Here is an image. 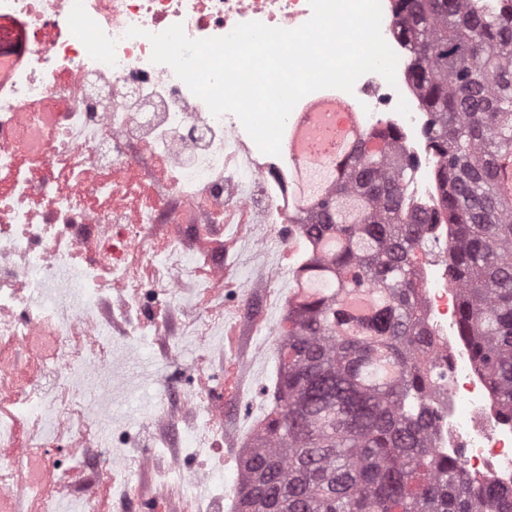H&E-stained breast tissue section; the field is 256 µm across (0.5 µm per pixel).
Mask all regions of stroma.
I'll list each match as a JSON object with an SVG mask.
<instances>
[{
	"mask_svg": "<svg viewBox=\"0 0 512 512\" xmlns=\"http://www.w3.org/2000/svg\"><path fill=\"white\" fill-rule=\"evenodd\" d=\"M206 262L223 260L227 277L222 293H209L211 303L223 304L224 324L206 338V351H197L181 331L201 293L195 274H184L182 293L148 297V304L165 313L177 330L150 345L136 343L122 328L112 332L111 371L76 369L73 380L85 390L92 407L100 408V440L90 447H66L57 440L47 448L43 466L53 478H66L81 492L78 500L57 503V512H121L117 497L101 505L99 492L109 478L96 459L103 449L113 456L136 454L138 469L128 474L131 487L144 492L171 490L168 512H182L186 505L181 482L163 483L160 471L179 460L185 477L202 474L195 484L198 499L223 493L222 512H234L238 491L239 459L258 426L273 405L277 378L275 331L285 324L288 299L298 287L296 270L309 253L307 241L292 245L284 223H277L273 240L257 249L250 225L234 224L231 232L204 234L197 248ZM275 271L272 287L257 289L268 271ZM210 376L209 392L231 387L233 396L224 404V434L201 441L191 434L194 413L179 396L165 395L170 380L183 391L197 390L199 370ZM222 486H214L212 475Z\"/></svg>",
	"mask_w": 512,
	"mask_h": 512,
	"instance_id": "obj_1",
	"label": "stroma"
}]
</instances>
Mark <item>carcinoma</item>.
<instances>
[{
  "label": "carcinoma",
  "instance_id": "obj_1",
  "mask_svg": "<svg viewBox=\"0 0 512 512\" xmlns=\"http://www.w3.org/2000/svg\"><path fill=\"white\" fill-rule=\"evenodd\" d=\"M394 35L431 121L440 197L406 202L410 158L399 134L375 129L347 148L336 188L294 223L311 247L280 331L274 407L242 460L236 512H512V487L478 481L433 448L435 368L414 266L427 225H453L448 283L501 413L512 419V199L494 160L512 151V0H395ZM376 297L367 314L351 301Z\"/></svg>",
  "mask_w": 512,
  "mask_h": 512
}]
</instances>
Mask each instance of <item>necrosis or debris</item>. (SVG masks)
<instances>
[{
	"label": "necrosis or debris",
	"instance_id": "necrosis-or-debris-1",
	"mask_svg": "<svg viewBox=\"0 0 512 512\" xmlns=\"http://www.w3.org/2000/svg\"><path fill=\"white\" fill-rule=\"evenodd\" d=\"M381 9L382 36L398 56L395 83L370 72L352 92H311L282 138L325 101L358 131L396 129L414 161L407 197L428 209L438 197L430 115L409 80V51L393 37L392 0ZM311 14L309 0H0V397L28 424L0 421V447L21 449L30 463L0 459V496L42 498L34 467L54 437L97 441L95 415L69 369L112 359V317L98 313L106 288L128 297L126 335H166V321L141 298L149 287L180 288L198 225L268 208L289 219L298 209L302 161L262 153L237 117H214L169 66L152 63L149 34L177 23L192 39L252 21L294 29ZM133 26L143 36L127 37ZM159 162L170 192L141 198L134 178ZM416 263L426 327L450 372L435 446L473 478L511 486L512 421L499 415L457 334V291L435 261ZM9 347L38 366L36 380L17 382Z\"/></svg>",
	"mask_w": 512,
	"mask_h": 512
}]
</instances>
